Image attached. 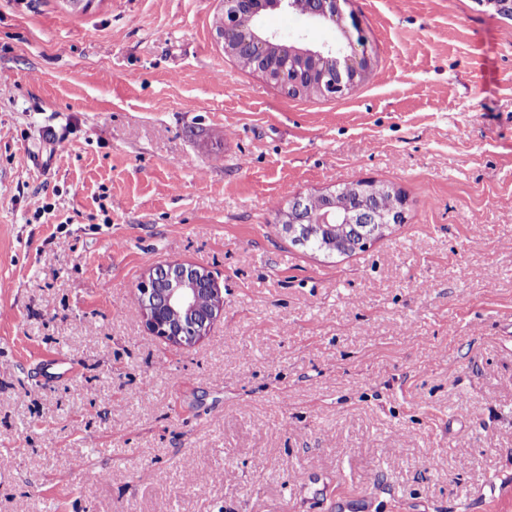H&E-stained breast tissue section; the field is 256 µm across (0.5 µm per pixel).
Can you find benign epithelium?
Segmentation results:
<instances>
[{"mask_svg": "<svg viewBox=\"0 0 512 512\" xmlns=\"http://www.w3.org/2000/svg\"><path fill=\"white\" fill-rule=\"evenodd\" d=\"M345 2L224 0V14L217 19L215 30L220 38L226 30L238 32L237 41L224 43V52L249 57L253 69L267 81L290 92L312 83L320 96L341 98L365 82L373 68L371 57L353 47L342 8ZM479 5L492 15L512 14V0H479ZM276 10L298 13L314 26H333L336 42L317 45L304 37L290 40L267 31L262 17ZM381 189L375 183L356 182L336 188L359 199L340 215L313 213L307 209L308 195H296L281 215L282 230L303 245L310 241L309 230L316 224H358L367 238L382 236L400 218L373 205L372 198ZM138 296L147 329L179 347H192L205 338L224 310L222 289L211 272L199 265L169 263L150 269L138 285Z\"/></svg>", "mask_w": 512, "mask_h": 512, "instance_id": "obj_1", "label": "benign epithelium"}]
</instances>
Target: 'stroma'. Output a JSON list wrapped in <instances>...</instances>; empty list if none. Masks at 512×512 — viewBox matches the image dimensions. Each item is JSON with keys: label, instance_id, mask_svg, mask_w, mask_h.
<instances>
[{"label": "stroma", "instance_id": "1", "mask_svg": "<svg viewBox=\"0 0 512 512\" xmlns=\"http://www.w3.org/2000/svg\"><path fill=\"white\" fill-rule=\"evenodd\" d=\"M223 7L0 0V512H512V20L349 0L372 74L309 99ZM359 180L406 197L384 237L283 232ZM165 262L224 293L188 349L143 324Z\"/></svg>", "mask_w": 512, "mask_h": 512}]
</instances>
